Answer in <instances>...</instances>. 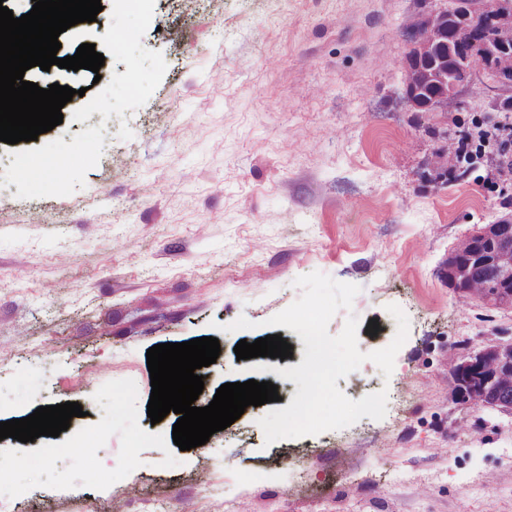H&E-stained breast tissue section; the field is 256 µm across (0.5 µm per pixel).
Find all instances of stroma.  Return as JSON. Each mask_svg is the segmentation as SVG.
Segmentation results:
<instances>
[{"label":"stroma","mask_w":512,"mask_h":512,"mask_svg":"<svg viewBox=\"0 0 512 512\" xmlns=\"http://www.w3.org/2000/svg\"><path fill=\"white\" fill-rule=\"evenodd\" d=\"M429 0H155L141 43L161 52L149 100L112 118L98 164L68 196L0 189V422L81 404L59 437L0 440V499L11 512H512V412L454 397L451 367L512 344V307L456 290L440 270L488 224L512 222V127L476 90L443 112L404 99L405 55ZM98 73L24 74L99 92ZM127 122L130 139L115 131ZM468 139L448 158V142ZM359 285L358 346H387L398 305L409 334L391 376L370 361L349 398L387 390L383 419L266 444L259 420L289 406L281 377L300 336L270 317L312 272ZM250 330L228 331L239 317ZM377 333H369L370 322ZM282 336L285 359H237L239 341ZM216 336L201 368L208 406L225 383L278 387L206 444L180 450L177 414L151 423L146 352ZM119 386L123 412L95 415ZM66 455H55L57 447Z\"/></svg>","instance_id":"1"}]
</instances>
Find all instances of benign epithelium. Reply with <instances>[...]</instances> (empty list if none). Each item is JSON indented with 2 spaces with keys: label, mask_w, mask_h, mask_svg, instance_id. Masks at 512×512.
<instances>
[{
  "label": "benign epithelium",
  "mask_w": 512,
  "mask_h": 512,
  "mask_svg": "<svg viewBox=\"0 0 512 512\" xmlns=\"http://www.w3.org/2000/svg\"><path fill=\"white\" fill-rule=\"evenodd\" d=\"M458 3L459 0H450L448 5L431 10L425 23L435 29L439 42L450 45L451 53L466 55L475 60L470 79L472 85L487 91L500 83H511L512 69L503 64L486 66L478 49L494 45L506 47L512 43V0H505L502 15L495 19L480 21L476 13L467 14L466 21L449 38L446 31L440 28V22L444 16L455 14ZM432 68V43L415 44L409 50L405 91L417 87ZM438 87V92L431 99L422 100L418 108L435 112L446 107V104L440 105L438 101L447 98L454 92V88L443 77ZM474 239V248L469 254H449L442 269V276L448 280V284L459 290L463 289L468 273L492 265L501 254L512 252V226L489 224L475 234ZM455 388L456 400L459 402L503 409L504 400L512 397V345H490L459 362Z\"/></svg>",
  "instance_id": "benign-epithelium-1"
}]
</instances>
